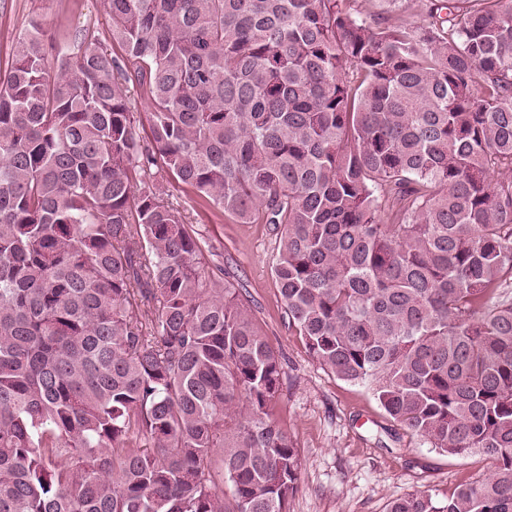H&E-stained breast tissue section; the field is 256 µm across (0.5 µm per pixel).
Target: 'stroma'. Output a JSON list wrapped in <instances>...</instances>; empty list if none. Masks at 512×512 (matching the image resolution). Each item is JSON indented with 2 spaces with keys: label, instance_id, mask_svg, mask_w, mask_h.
I'll return each instance as SVG.
<instances>
[{
  "label": "stroma",
  "instance_id": "stroma-1",
  "mask_svg": "<svg viewBox=\"0 0 512 512\" xmlns=\"http://www.w3.org/2000/svg\"><path fill=\"white\" fill-rule=\"evenodd\" d=\"M55 37L92 25L104 48L112 24L104 0H0V58L33 22ZM189 220L218 248L207 270L223 267L257 325L283 355L276 416L297 444L301 477L290 512H387L391 501L428 491L446 502L456 488L491 468L481 453L441 452L391 419L373 393L338 379L308 352L288 321L270 267L279 239L265 224H238L216 211Z\"/></svg>",
  "mask_w": 512,
  "mask_h": 512
}]
</instances>
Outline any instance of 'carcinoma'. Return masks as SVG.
Masks as SVG:
<instances>
[{
	"mask_svg": "<svg viewBox=\"0 0 512 512\" xmlns=\"http://www.w3.org/2000/svg\"><path fill=\"white\" fill-rule=\"evenodd\" d=\"M353 2L105 0L118 54L15 40L0 512H289L279 352L166 182L280 233L288 328L337 378L493 463L388 512H512V0Z\"/></svg>",
	"mask_w": 512,
	"mask_h": 512,
	"instance_id": "obj_1",
	"label": "carcinoma"
}]
</instances>
